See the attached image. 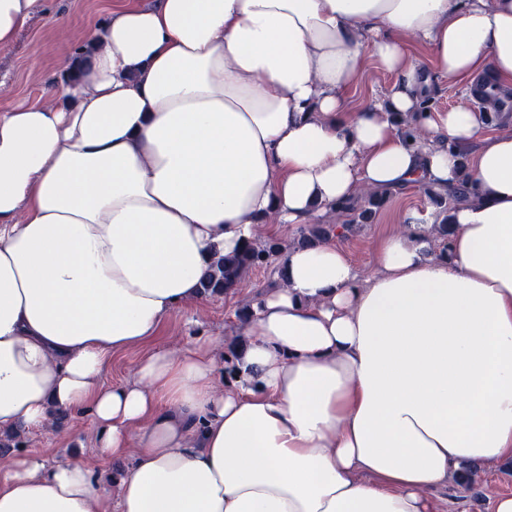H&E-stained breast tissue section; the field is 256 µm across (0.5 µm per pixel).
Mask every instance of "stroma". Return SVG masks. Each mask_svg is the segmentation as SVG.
<instances>
[{"label": "stroma", "mask_w": 512, "mask_h": 512, "mask_svg": "<svg viewBox=\"0 0 512 512\" xmlns=\"http://www.w3.org/2000/svg\"><path fill=\"white\" fill-rule=\"evenodd\" d=\"M109 2L50 0V14L35 17L11 47L0 48V106L27 100L60 102L58 63L62 57L73 56L88 33L106 22ZM394 81V76L374 57H366L359 79L347 94L348 111L379 101ZM406 209L415 210L425 220L435 214L428 195L412 187L391 196L361 231L337 237V244L349 252L362 275H370L375 269L374 239L396 223L400 212ZM276 281V267L271 264L250 272L230 294L205 296L183 305L163 322L152 342L114 353L102 373V383L133 381L137 363L151 350L178 352L199 335L213 338L231 335L237 311L251 303L259 292L274 287ZM56 426L58 431L54 434L26 431L17 437L0 438V465L19 452L38 455L49 464L94 456L92 424L88 417L66 411L57 414ZM500 494H512V465L508 463L491 470L478 469L471 486L449 488L445 497L448 512H491V501Z\"/></svg>", "instance_id": "stroma-1"}]
</instances>
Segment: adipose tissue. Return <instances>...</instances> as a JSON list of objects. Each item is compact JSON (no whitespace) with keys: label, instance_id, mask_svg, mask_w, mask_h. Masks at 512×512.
<instances>
[{"label":"adipose tissue","instance_id":"1","mask_svg":"<svg viewBox=\"0 0 512 512\" xmlns=\"http://www.w3.org/2000/svg\"><path fill=\"white\" fill-rule=\"evenodd\" d=\"M47 9L0 0V47ZM86 43L62 103L0 111V433L78 412L127 465L14 455L0 512H440L512 460V132L425 106L436 74L512 92V0H111ZM368 55L397 80L347 111ZM464 175L444 253L413 212L367 277L331 240L286 251L232 377L198 338L102 383L261 225Z\"/></svg>","mask_w":512,"mask_h":512}]
</instances>
